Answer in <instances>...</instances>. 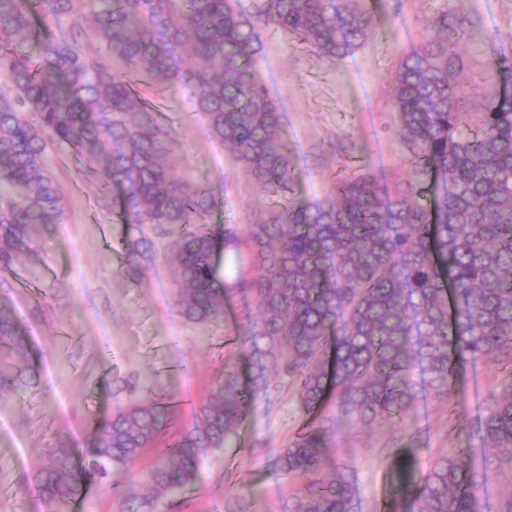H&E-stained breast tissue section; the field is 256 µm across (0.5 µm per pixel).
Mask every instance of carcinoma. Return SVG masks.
Wrapping results in <instances>:
<instances>
[{
  "label": "carcinoma",
  "instance_id": "carcinoma-1",
  "mask_svg": "<svg viewBox=\"0 0 512 512\" xmlns=\"http://www.w3.org/2000/svg\"><path fill=\"white\" fill-rule=\"evenodd\" d=\"M367 0H0V285L18 255L54 234L63 204L46 165L66 148L125 226V272L145 275L155 239L170 238L179 314L224 317L239 302L250 363L233 352L190 429L156 449L151 486L176 497L198 477L200 454L220 449L271 378L293 386L305 425L275 469L301 480L283 512H355L356 478L322 474L334 447V398L353 426L413 438L423 393L450 413L464 369L493 356L501 369L464 429L482 465L417 449L397 460L386 512H480L487 470L512 469V60L486 52L499 79L459 81L469 20L449 6L398 63L390 100L409 178L391 194L369 173L331 185L318 204L295 197L292 147L259 68L258 30L272 27L325 61H341L376 32ZM194 95L211 137L270 198L266 217L239 229L214 224L223 199L176 176L169 130L152 99ZM483 106L486 111L479 112ZM238 262L224 273V253ZM25 329L0 307V395L34 385ZM163 399L119 406L76 453L47 450L36 486L48 512H73L85 487L106 486L170 433Z\"/></svg>",
  "mask_w": 512,
  "mask_h": 512
}]
</instances>
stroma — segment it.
I'll list each match as a JSON object with an SVG mask.
<instances>
[{
    "mask_svg": "<svg viewBox=\"0 0 512 512\" xmlns=\"http://www.w3.org/2000/svg\"><path fill=\"white\" fill-rule=\"evenodd\" d=\"M443 0H401L363 47L334 65L291 44L277 30L259 32V64L283 114L284 132L296 158V190L316 203L333 178L365 170L388 187L407 177L404 151L389 88L400 58L424 34L422 20ZM460 13L476 19L463 47L468 74L494 88L485 59L487 45L512 58V0H456ZM158 117L168 126L177 175L222 196L218 218L249 224L267 206L232 155L211 139L204 119L185 90L167 92ZM48 167L64 194L54 234L24 255L18 275L0 287V304L27 329L38 382L0 398V512H46L34 477L57 436L83 446L98 422L134 400L164 396L178 401L174 430L189 429L210 383L224 367V343L235 338L232 312L222 321L193 324L179 314L172 272L157 262L141 280L123 270L121 225L100 199L97 183L83 176L65 149L48 154ZM500 376L495 358L467 367L457 396L459 411L475 414ZM330 466L349 465L357 475L356 512H383L395 485L396 449L387 430L350 427L339 409ZM303 424L294 392L279 380L269 400L259 401L224 448L206 450L199 475L180 495V507L147 482L155 452L146 450L115 474L116 489L90 486L76 512H126L128 496L148 498L155 512H226L237 503L246 512H280L297 479L280 474L274 460ZM420 436L419 468L440 452L473 453L472 441L431 396L414 409Z\"/></svg>",
    "mask_w": 512,
    "mask_h": 512,
    "instance_id": "1",
    "label": "stroma"
}]
</instances>
